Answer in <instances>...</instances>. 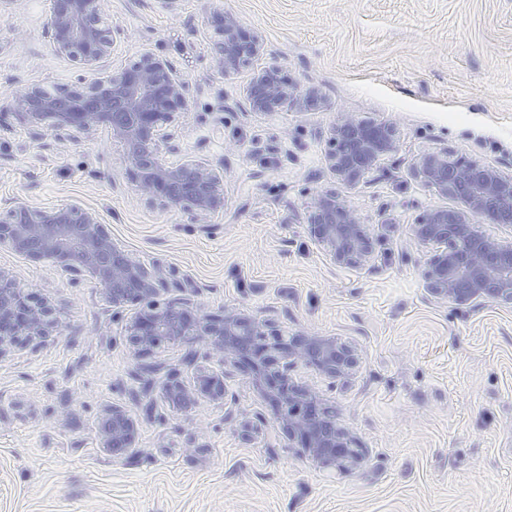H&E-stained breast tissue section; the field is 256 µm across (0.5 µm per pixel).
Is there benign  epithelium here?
Masks as SVG:
<instances>
[{"label": "benign epithelium", "instance_id": "7a95c632", "mask_svg": "<svg viewBox=\"0 0 512 512\" xmlns=\"http://www.w3.org/2000/svg\"><path fill=\"white\" fill-rule=\"evenodd\" d=\"M106 5L107 0H59L51 7L46 36L56 52L80 61L88 75L53 94L40 87L16 92L9 96V110L21 126L49 132L60 144L92 141L106 129L123 144L129 178L140 196L186 212L196 221L224 211L223 169L203 159L171 165L159 159L163 150L179 151L164 126L190 111L188 84L169 62L145 52L132 66L106 78L91 76L113 45L93 22ZM208 20L219 35L212 61L220 73H235L264 54L260 36L224 9V0H210ZM247 102L253 112H304L319 97L273 63L254 71ZM331 145L329 168L341 184L353 189L382 156L397 150L398 131L390 123L340 112ZM413 174L424 187L456 202L428 209L412 227L413 239L431 247L422 269L426 288L458 305L488 300L511 307L512 237L482 233L477 224H512V174L446 148L420 155ZM305 223L332 263L362 268L375 261V242L365 217L335 190L311 194ZM0 244L76 276H89L104 287L116 317L129 303L147 304L143 313L124 324L125 338L137 357H149L165 345H184L190 354L221 367L228 362L246 366L263 380L265 394L274 401V422L312 459L339 469L362 461L349 432L336 424L334 410L311 388L293 383L288 370L273 368L275 354L286 353L330 378L345 377L355 364L349 345L312 335L271 343L269 338L279 331L269 319L228 310L211 315L189 298L160 305L156 297L174 278V269L142 264L112 241L97 211L78 204L46 208L14 202L0 211ZM56 332L55 309L0 269V361L15 351L46 346ZM198 344L203 346L200 352ZM161 395L180 411H192L204 401L219 403L224 400V374L201 370L192 384L173 375L162 382ZM98 433L100 447L121 456L135 447L139 423L124 407L108 405L99 416Z\"/></svg>", "mask_w": 512, "mask_h": 512}]
</instances>
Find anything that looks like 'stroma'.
Here are the masks:
<instances>
[{
  "label": "stroma",
  "instance_id": "35a3bbf8",
  "mask_svg": "<svg viewBox=\"0 0 512 512\" xmlns=\"http://www.w3.org/2000/svg\"><path fill=\"white\" fill-rule=\"evenodd\" d=\"M52 0H0V208L15 198L98 211L114 241L145 264L177 271L160 301L236 308L273 319L283 336L353 347L356 366L330 379L302 363L292 380L335 406L363 462L325 468L273 422L255 374L224 367L223 403L184 413L147 384L196 375L186 349L137 358L93 280L0 245V269L57 310L47 348L0 362V512H512V307L432 297L426 247L409 227L444 198L412 175L446 148L512 174V0H224L266 51L222 75L207 0H108L102 29L126 37L100 75L150 50L191 87L175 126L178 153L224 169L226 206L206 223L136 195L123 147L59 146L20 127L7 97L72 83L82 67L44 31ZM278 63L318 90L305 112L250 111L255 69ZM393 123L399 147L347 196L386 253L373 266L334 265L304 222L310 192L337 187L325 162L337 113ZM117 403L139 420L135 448L112 457L97 419Z\"/></svg>",
  "mask_w": 512,
  "mask_h": 512
}]
</instances>
